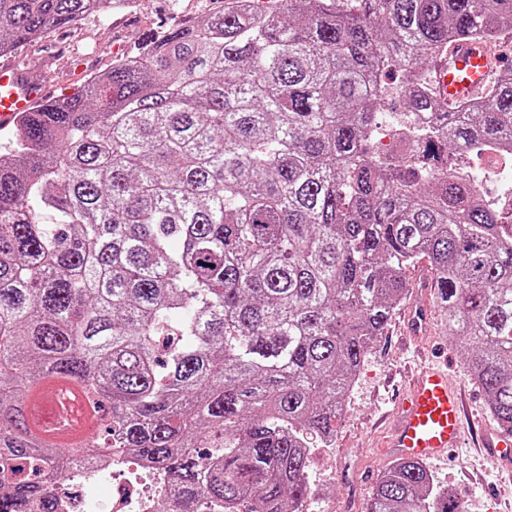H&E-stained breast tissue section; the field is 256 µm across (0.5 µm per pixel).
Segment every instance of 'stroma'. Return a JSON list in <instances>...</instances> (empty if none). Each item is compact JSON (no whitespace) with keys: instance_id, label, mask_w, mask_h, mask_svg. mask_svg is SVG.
Here are the masks:
<instances>
[{"instance_id":"35a3bbf8","label":"stroma","mask_w":512,"mask_h":512,"mask_svg":"<svg viewBox=\"0 0 512 512\" xmlns=\"http://www.w3.org/2000/svg\"><path fill=\"white\" fill-rule=\"evenodd\" d=\"M211 0H142L140 10L120 19L90 17L79 24L47 32L16 55L21 66L46 72L53 95L62 96L93 76L107 71L117 58L131 57L164 29L203 18ZM409 296L387 330L367 355L345 411L337 425L329 453L314 452L310 480L314 495L309 512H363L366 499L381 471L396 462L386 447L391 429L385 412L408 384L407 372L441 361L448 380L465 394L468 403L469 444L455 448L427 467L436 483L450 487L466 504L467 512H512V464L483 448L497 439L481 390L470 380L459 340L446 336L439 317L415 336L407 335V315L413 307H434V289L427 262L405 273Z\"/></svg>"}]
</instances>
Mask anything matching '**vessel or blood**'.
<instances>
[{"label":"vessel or blood","instance_id":"1","mask_svg":"<svg viewBox=\"0 0 512 512\" xmlns=\"http://www.w3.org/2000/svg\"><path fill=\"white\" fill-rule=\"evenodd\" d=\"M502 64L484 44H453L434 64L438 99L450 107L478 94ZM49 100L47 81L14 62L0 63V132L10 130L20 118ZM464 407L461 396L448 384V374L438 368L417 373L400 401L391 426L389 446L402 458L429 460L463 443Z\"/></svg>","mask_w":512,"mask_h":512}]
</instances>
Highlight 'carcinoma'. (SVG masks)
Wrapping results in <instances>:
<instances>
[{
	"mask_svg": "<svg viewBox=\"0 0 512 512\" xmlns=\"http://www.w3.org/2000/svg\"><path fill=\"white\" fill-rule=\"evenodd\" d=\"M114 0H0V54ZM0 147V512H55L76 452L162 472V512H304L314 444L409 288L434 272L489 415L512 435V209L454 158L512 146V68L444 112L428 66L512 34V0H224ZM405 113L376 149L389 74ZM99 414L80 450L39 434L40 385ZM365 512H465L401 458Z\"/></svg>",
	"mask_w": 512,
	"mask_h": 512,
	"instance_id": "cac0c4a2",
	"label": "carcinoma"
}]
</instances>
